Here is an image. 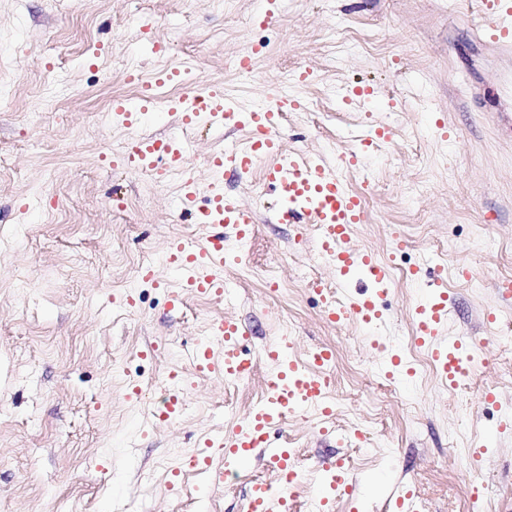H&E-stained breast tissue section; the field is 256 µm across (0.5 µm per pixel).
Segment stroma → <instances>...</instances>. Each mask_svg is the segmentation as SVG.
Returning <instances> with one entry per match:
<instances>
[{"mask_svg": "<svg viewBox=\"0 0 512 512\" xmlns=\"http://www.w3.org/2000/svg\"><path fill=\"white\" fill-rule=\"evenodd\" d=\"M145 11L154 35L142 39ZM257 12L258 0H0V83L13 92L0 112V512H245L251 485L274 480L263 466L232 470L219 489L200 473L185 474L177 493L169 480L179 451L209 433L231 435L259 400L265 349L282 324L297 359L320 345L334 352L335 414L308 410L282 428L302 477L297 503L320 481L318 460L334 456L357 481L335 512H397L406 490L416 512H512V429L485 436L512 419V301L497 293L512 280V48L493 45L475 5L456 0H278L266 25ZM247 52L254 66L242 78L229 63ZM173 62L186 83L161 88L158 117L134 130L98 122L113 98L136 96L132 72L150 79ZM306 68L317 81L287 82ZM60 71L67 82L52 115L31 120L42 84ZM209 84L245 110L273 90L300 97L304 109L283 121L285 144L331 160L350 137L395 128V146L346 174L358 194L365 179L377 184L353 241L390 270L379 336L323 319L309 282L332 272L314 231L271 220L275 195L258 172L224 176L225 191L258 210L250 250L224 269L229 300L189 294L170 307L179 282L162 266L167 247L203 241L205 230L180 213L177 182L113 170L111 155L131 134L174 130L167 100ZM364 84L377 86L379 103L345 104ZM435 118L451 137L438 135ZM147 255L161 283L143 278ZM438 268L446 336L476 343L475 371L454 387L412 341L423 288L415 276ZM225 315L248 331L256 364L236 386L198 377L190 361L209 322ZM392 336L415 370L403 384L384 375L379 346ZM173 370L184 416L159 425L148 415ZM135 384L143 396L132 402ZM354 429L388 454L366 457L348 437Z\"/></svg>", "mask_w": 512, "mask_h": 512, "instance_id": "obj_1", "label": "stroma"}]
</instances>
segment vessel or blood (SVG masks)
I'll list each match as a JSON object with an SVG mask.
<instances>
[{
    "label": "vessel or blood",
    "instance_id": "vessel-or-blood-1",
    "mask_svg": "<svg viewBox=\"0 0 512 512\" xmlns=\"http://www.w3.org/2000/svg\"><path fill=\"white\" fill-rule=\"evenodd\" d=\"M480 4L489 39L498 45L511 46L512 0H480ZM156 84L143 83L136 99H113L115 116L126 126H135L141 113L153 110ZM302 107L300 98L276 93L268 105L245 110L218 85L209 86L202 93L190 91L176 98L171 109L178 112L181 126L192 127L204 121L217 127L243 128L249 135L247 146H231L202 157L201 164L209 174V184L204 189L200 188L190 163V143L177 135L132 137L117 157V164L157 180L167 178L171 171H180L178 207L194 223L210 229L202 245L176 240L167 248L166 265L180 275V288L170 295L172 307H180L187 293L217 300L227 295L228 284L224 278L227 243L250 238L257 213L241 196L225 192L224 174L234 171L247 175L259 160L269 157L273 163L264 171V182L276 197L273 210L276 221L288 224L309 217L316 226L318 248L334 273L335 287L328 288L319 282L312 286L325 321L334 326L356 322L370 328L382 323L384 312L379 299L388 291L390 272L372 252L352 245L353 228L366 222L367 210L362 197L348 189L342 175L343 167L361 168L368 144L355 141L341 167L317 153L288 150L281 136L280 120L284 113ZM202 192L207 195L206 205L199 208L195 202ZM355 274L368 275L376 286L375 291L339 298V289L346 287ZM447 321L448 293L442 288L431 289L427 299L415 308L416 336L430 350L442 378L452 383L462 373V353L472 352L474 342L467 336L452 340L443 336ZM246 339L247 331L236 319H215L207 342L193 352L196 373L228 382L251 377L254 364L243 353ZM289 347V342L283 340L266 349L274 368L266 375L262 398L234 434L201 438L181 463L182 468L203 473L210 484L219 485L224 481V471L213 466L212 454L220 448L226 459L238 464L257 460L282 476L283 482L276 488L265 482L254 484L247 498L246 512H293L299 478L291 452L280 442L277 431L288 413L298 409L314 406L325 417L334 412L326 375L333 359L332 350L316 347L301 361L290 356ZM164 388V403L153 410L152 418L170 422L179 417L183 406L177 372H169ZM321 468L323 478L313 493L315 512H333L337 494L354 492L355 478L341 459L322 461Z\"/></svg>",
    "mask_w": 512,
    "mask_h": 512
}]
</instances>
